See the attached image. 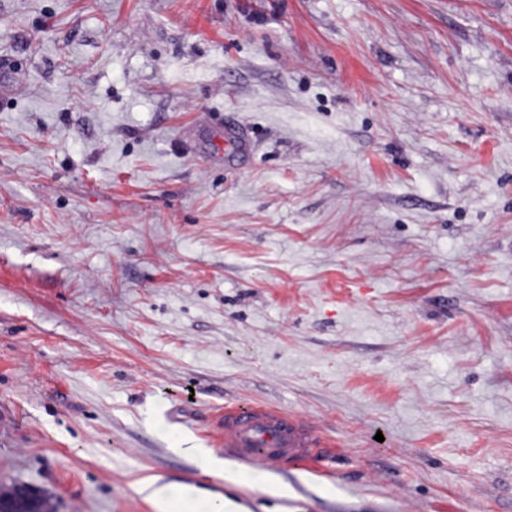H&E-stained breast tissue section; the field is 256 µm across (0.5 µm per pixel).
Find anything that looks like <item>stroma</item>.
<instances>
[{
    "mask_svg": "<svg viewBox=\"0 0 512 512\" xmlns=\"http://www.w3.org/2000/svg\"><path fill=\"white\" fill-rule=\"evenodd\" d=\"M239 404L321 472L203 474ZM150 478L512 512V0H0V490Z\"/></svg>",
    "mask_w": 512,
    "mask_h": 512,
    "instance_id": "1",
    "label": "stroma"
}]
</instances>
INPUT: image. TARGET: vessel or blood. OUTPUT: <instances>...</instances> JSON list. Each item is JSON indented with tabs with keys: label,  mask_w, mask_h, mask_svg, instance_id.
<instances>
[{
	"label": "vessel or blood",
	"mask_w": 512,
	"mask_h": 512,
	"mask_svg": "<svg viewBox=\"0 0 512 512\" xmlns=\"http://www.w3.org/2000/svg\"><path fill=\"white\" fill-rule=\"evenodd\" d=\"M223 429L224 446L236 459L271 468L288 459L319 468L313 434L300 417L262 405H234L224 409Z\"/></svg>",
	"instance_id": "obj_1"
}]
</instances>
